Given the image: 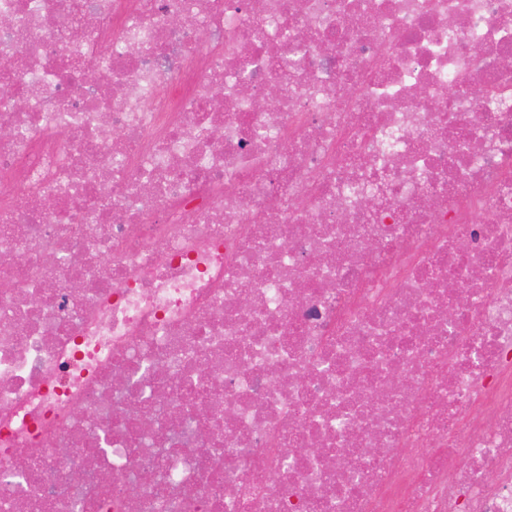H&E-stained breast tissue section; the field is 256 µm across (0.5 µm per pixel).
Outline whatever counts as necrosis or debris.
Segmentation results:
<instances>
[{
	"mask_svg": "<svg viewBox=\"0 0 512 512\" xmlns=\"http://www.w3.org/2000/svg\"><path fill=\"white\" fill-rule=\"evenodd\" d=\"M3 83L0 512H512V0H0Z\"/></svg>",
	"mask_w": 512,
	"mask_h": 512,
	"instance_id": "1",
	"label": "necrosis or debris"
}]
</instances>
